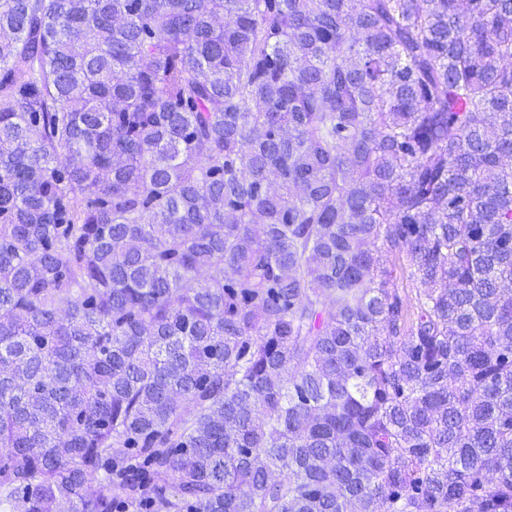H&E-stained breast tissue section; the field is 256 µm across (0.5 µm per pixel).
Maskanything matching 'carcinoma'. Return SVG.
I'll use <instances>...</instances> for the list:
<instances>
[{
    "label": "carcinoma",
    "instance_id": "cac0c4a2",
    "mask_svg": "<svg viewBox=\"0 0 512 512\" xmlns=\"http://www.w3.org/2000/svg\"><path fill=\"white\" fill-rule=\"evenodd\" d=\"M0 30V512H512V0Z\"/></svg>",
    "mask_w": 512,
    "mask_h": 512
}]
</instances>
